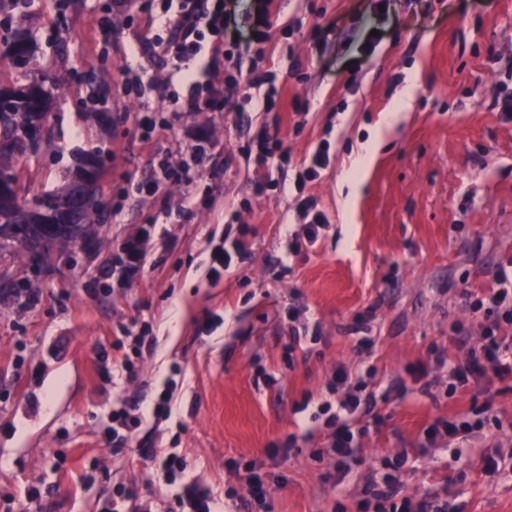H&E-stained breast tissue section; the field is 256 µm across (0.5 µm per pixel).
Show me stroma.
<instances>
[{
  "mask_svg": "<svg viewBox=\"0 0 512 512\" xmlns=\"http://www.w3.org/2000/svg\"><path fill=\"white\" fill-rule=\"evenodd\" d=\"M101 6L0 0V84L54 79L53 127L18 164L19 187L58 190L76 157L97 149L106 202L86 243L56 244L46 266L0 251L10 276L0 288V512H179L175 496L192 482L220 512H388L367 482L377 472L458 512H512V469L482 471L484 458L512 454V375L490 396L452 395L432 355L458 328L469 344L450 355L466 363L493 322L472 313L470 295L512 258V119L502 112L512 0H224L225 48L242 73L267 75L279 107L187 112L156 99L169 128L148 147L124 66L181 84L169 57L130 51L148 0L113 8L108 29ZM14 29L34 42L28 65L6 51ZM394 111L401 118L387 125ZM264 126L291 162L257 193L240 148ZM324 141L328 166L296 189ZM366 148L369 166L349 185L343 175ZM160 159L190 162L195 183L137 192ZM304 196L328 223L292 254ZM144 233L143 269L123 275L114 259ZM240 239L243 259L209 284L212 250ZM144 323L151 345L138 354ZM363 336L371 351L358 348ZM341 365L377 392L397 376L411 383L405 398L377 404L379 425L359 438L361 462L345 477L324 453L330 427L300 409L318 406ZM170 378L171 412L159 419L151 402ZM487 403L505 425L495 439L476 426ZM131 406L137 437L115 441L112 414ZM437 418L475 428L462 446L433 448L422 430ZM303 421L312 435H299ZM143 448L180 461L179 483Z\"/></svg>",
  "mask_w": 512,
  "mask_h": 512,
  "instance_id": "obj_1",
  "label": "stroma"
}]
</instances>
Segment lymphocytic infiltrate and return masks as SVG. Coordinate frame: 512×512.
I'll list each match as a JSON object with an SVG mask.
<instances>
[{"instance_id":"lymphocytic-infiltrate-1","label":"lymphocytic infiltrate","mask_w":512,"mask_h":512,"mask_svg":"<svg viewBox=\"0 0 512 512\" xmlns=\"http://www.w3.org/2000/svg\"><path fill=\"white\" fill-rule=\"evenodd\" d=\"M140 45L151 46L154 52L170 57L187 88L186 105L191 109L219 104L234 107L243 102L250 108L267 112L276 105L274 93L254 97L253 89L262 86L264 78L252 73L247 78L228 77L225 91L202 82L203 74L217 69L219 62H232V53L224 49V0H161L159 12L149 14ZM246 157L254 164L255 191L270 185L268 171L288 164V156L276 153L267 131L256 136V145L246 148ZM475 309L495 313L503 327L488 329L482 344L469 352L465 365L451 363L447 354H439L436 363L448 370L449 380L460 386L481 389L483 383L512 374V259L500 264L493 273L492 284L484 289L474 304ZM336 390L343 400L337 405L323 403V410H334L335 430L326 453L340 458L344 471L357 463L356 436L368 434V427L358 426L360 415L371 413L377 404L375 392L369 391L361 377L346 367L336 371Z\"/></svg>"}]
</instances>
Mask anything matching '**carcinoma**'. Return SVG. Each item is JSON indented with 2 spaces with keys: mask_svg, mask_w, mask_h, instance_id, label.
<instances>
[{
  "mask_svg": "<svg viewBox=\"0 0 512 512\" xmlns=\"http://www.w3.org/2000/svg\"><path fill=\"white\" fill-rule=\"evenodd\" d=\"M8 51L17 61L26 64L34 54V45L29 35L23 30H14L7 39ZM50 76L41 75L26 84H21L8 93L16 97V103L9 109L0 110V170L13 168V163L26 153L24 136L27 127L35 122L50 126L51 97L45 90L44 83ZM96 157L101 160L100 152L87 153L76 162V166L68 183L54 192L33 193L23 195L21 202L9 204L0 202V250L4 242L11 240L9 231L24 227L32 237L42 239L50 244L57 241L69 242L82 235L83 225L68 224L63 213H56L53 219L46 222L40 219L34 206L43 198L62 197L68 194L71 186L80 180L88 171V159Z\"/></svg>",
  "mask_w": 512,
  "mask_h": 512,
  "instance_id": "1",
  "label": "carcinoma"
}]
</instances>
